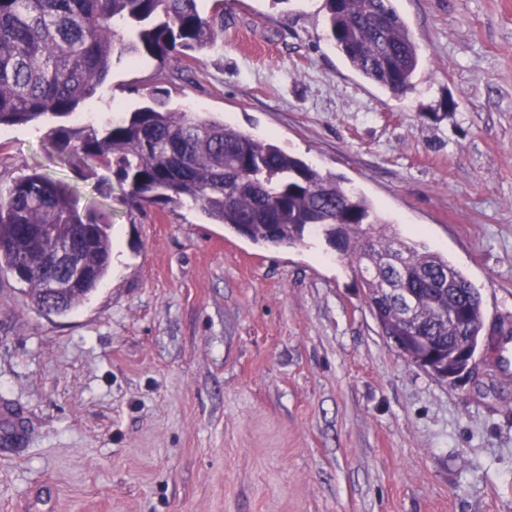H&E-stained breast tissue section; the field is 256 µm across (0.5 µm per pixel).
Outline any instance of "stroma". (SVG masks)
<instances>
[{"label":"stroma","mask_w":512,"mask_h":512,"mask_svg":"<svg viewBox=\"0 0 512 512\" xmlns=\"http://www.w3.org/2000/svg\"><path fill=\"white\" fill-rule=\"evenodd\" d=\"M418 47L395 98L328 38L324 0H224V47L173 105L341 176L512 324V0H396ZM152 61L85 112L128 113ZM49 119L0 128V181L96 198ZM108 276L64 315L0 271V512H512V342L442 381L384 336L324 240L269 248L192 206L113 203Z\"/></svg>","instance_id":"1"}]
</instances>
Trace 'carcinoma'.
Instances as JSON below:
<instances>
[{
    "label": "carcinoma",
    "instance_id": "obj_1",
    "mask_svg": "<svg viewBox=\"0 0 512 512\" xmlns=\"http://www.w3.org/2000/svg\"><path fill=\"white\" fill-rule=\"evenodd\" d=\"M329 38L350 66L394 96L411 86L418 49L392 0H325ZM223 0L204 16L198 0H0V126L64 118L97 99L114 62L166 65L223 48ZM47 137L75 168L97 166L116 179L119 202L193 204L255 244L292 247L305 231L339 246L363 276L364 299L389 338L403 330L444 364L456 337L448 308L467 312L481 342L482 299L447 257L407 242L365 196L322 171L210 116L169 106L154 87L128 117L52 127ZM110 224L94 205L79 207L74 188L33 172L0 187V268L29 286L33 306L65 314L107 276ZM84 272L67 286L59 253Z\"/></svg>",
    "mask_w": 512,
    "mask_h": 512
}]
</instances>
